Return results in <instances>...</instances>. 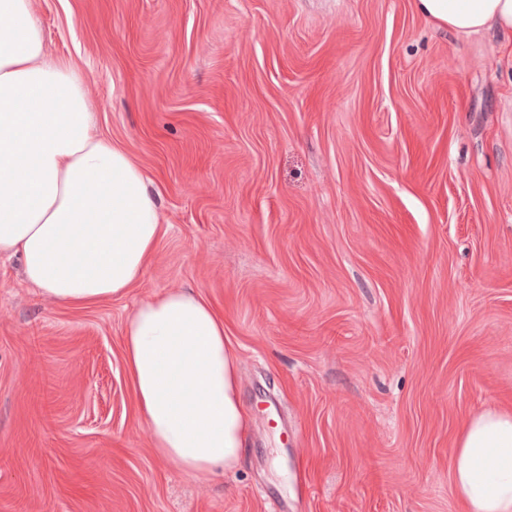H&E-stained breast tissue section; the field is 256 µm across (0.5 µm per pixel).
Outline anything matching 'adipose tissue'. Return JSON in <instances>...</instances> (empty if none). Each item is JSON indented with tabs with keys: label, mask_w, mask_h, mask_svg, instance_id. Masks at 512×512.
<instances>
[{
	"label": "adipose tissue",
	"mask_w": 512,
	"mask_h": 512,
	"mask_svg": "<svg viewBox=\"0 0 512 512\" xmlns=\"http://www.w3.org/2000/svg\"><path fill=\"white\" fill-rule=\"evenodd\" d=\"M467 37L512 32V0H414ZM0 254L72 306L123 295L146 270L163 228L141 167L92 132L84 84L47 58L32 0H0ZM138 418L155 454L199 482L235 469L246 435L236 354L224 319L200 294L168 290L123 327ZM449 468L465 512H512V411L464 423Z\"/></svg>",
	"instance_id": "1"
}]
</instances>
